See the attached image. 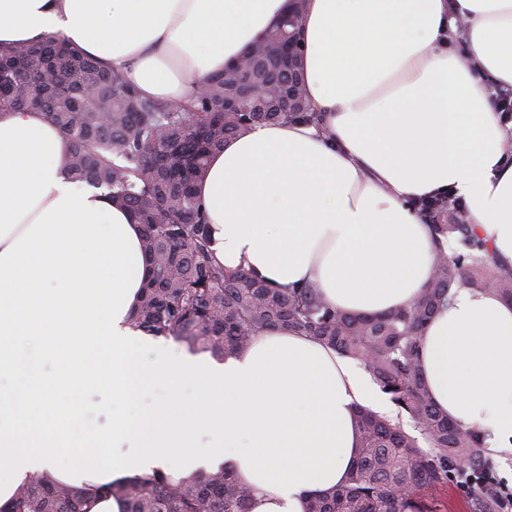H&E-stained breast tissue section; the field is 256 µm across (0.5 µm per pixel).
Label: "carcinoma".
Wrapping results in <instances>:
<instances>
[{"mask_svg": "<svg viewBox=\"0 0 512 512\" xmlns=\"http://www.w3.org/2000/svg\"><path fill=\"white\" fill-rule=\"evenodd\" d=\"M297 14L284 16L260 42L267 53L228 81L205 76L190 96L164 100L142 94L124 74L57 37L0 43V113L36 112L67 141L68 179L100 191L142 225L150 258L132 312L136 329L172 339L222 361L245 351L263 329H292L330 345L363 367L395 407V416L356 412L360 451L347 483L313 496L307 512H432V493L462 467L487 470L483 437L448 420L422 377L424 328L457 288L489 290L512 301V269L462 220L448 196L425 199L436 253L427 287L407 307L376 315L334 310L317 287L272 288L244 270L224 267L211 248L207 214L196 186L224 142L253 125L315 124L307 101L281 112L258 91L238 112L224 100L274 79L282 96L288 73L278 56ZM454 244L451 252L445 246ZM126 512H251V490L226 471L172 482L163 474L107 485ZM0 512H88L83 495L33 478L18 486Z\"/></svg>", "mask_w": 512, "mask_h": 512, "instance_id": "1", "label": "carcinoma"}]
</instances>
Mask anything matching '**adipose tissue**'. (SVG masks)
Instances as JSON below:
<instances>
[{
	"mask_svg": "<svg viewBox=\"0 0 512 512\" xmlns=\"http://www.w3.org/2000/svg\"><path fill=\"white\" fill-rule=\"evenodd\" d=\"M289 8L0 0V42L56 35L143 93L180 99ZM299 28L318 124H264L225 142L197 188L225 267L279 289L314 284L334 309L406 306L435 253L417 203L445 191L512 264V128L493 97L512 88V0H306ZM65 151L37 114H0V503L39 477L95 493L91 512H125L100 486L225 468L252 489L251 512H306L356 457V406L392 408L355 361L294 331L262 332L218 364L134 330L142 229L67 180ZM422 360L449 419L485 435L489 452L512 445V302L458 289L427 323ZM156 386L167 396L140 409ZM99 391L112 394L108 428L80 406Z\"/></svg>",
	"mask_w": 512,
	"mask_h": 512,
	"instance_id": "obj_1",
	"label": "adipose tissue"
}]
</instances>
